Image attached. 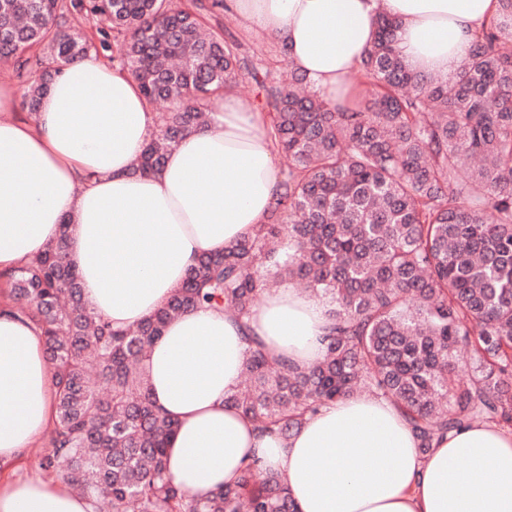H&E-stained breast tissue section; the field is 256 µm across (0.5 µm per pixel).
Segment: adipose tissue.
<instances>
[{
    "instance_id": "adipose-tissue-1",
    "label": "adipose tissue",
    "mask_w": 512,
    "mask_h": 512,
    "mask_svg": "<svg viewBox=\"0 0 512 512\" xmlns=\"http://www.w3.org/2000/svg\"><path fill=\"white\" fill-rule=\"evenodd\" d=\"M242 27L276 40L332 106L386 13L406 63L454 75L498 0H229ZM0 77V273L43 254L68 227V259L96 316L123 329L150 319L195 260L265 222L279 180L264 112L233 93L168 154L162 170L133 166L157 123L138 84L95 54L61 65L38 112H18ZM327 316L291 286L244 319L198 308L171 320L142 371L155 407L177 422L170 474L201 497L243 463L280 475L298 512H512V431L474 423L428 452L400 409L355 395L306 417L290 437L258 430L226 400L257 337L267 355L307 366L323 354ZM41 325L0 298V466L54 426ZM0 512H90L86 498L39 475L0 481Z\"/></svg>"
}]
</instances>
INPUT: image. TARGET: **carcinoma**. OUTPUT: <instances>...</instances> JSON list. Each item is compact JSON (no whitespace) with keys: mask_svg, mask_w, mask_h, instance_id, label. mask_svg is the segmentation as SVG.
I'll return each mask as SVG.
<instances>
[{"mask_svg":"<svg viewBox=\"0 0 512 512\" xmlns=\"http://www.w3.org/2000/svg\"><path fill=\"white\" fill-rule=\"evenodd\" d=\"M450 79L421 75L381 16L358 76L368 94L341 112L290 68L264 86L269 133L286 160L255 234L204 254L149 320L114 331L93 315L67 232L12 272L10 297L42 324L57 418L42 468L67 472L92 512H297L279 475L253 462L205 498L167 469L176 423L158 414L140 363L166 324L194 308L241 319L270 283L326 302L323 356L268 357L247 338L246 387L230 402L290 435L357 392L404 412L426 453L473 422L512 429V0ZM224 0H0V62L26 79L30 112L60 62L94 51L165 103L135 171L151 174L214 99L247 71L217 23ZM473 351L458 374L459 353Z\"/></svg>","mask_w":512,"mask_h":512,"instance_id":"1","label":"carcinoma"}]
</instances>
